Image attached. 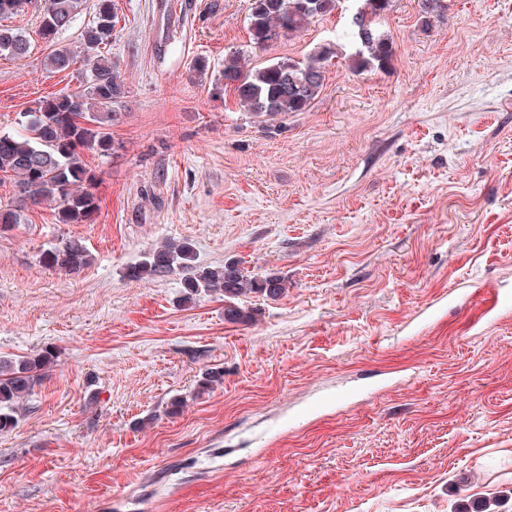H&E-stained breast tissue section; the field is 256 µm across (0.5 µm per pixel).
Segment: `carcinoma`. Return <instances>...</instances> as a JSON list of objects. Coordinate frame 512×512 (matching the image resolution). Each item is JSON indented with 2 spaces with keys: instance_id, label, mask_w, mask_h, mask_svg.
Returning a JSON list of instances; mask_svg holds the SVG:
<instances>
[{
  "instance_id": "1",
  "label": "carcinoma",
  "mask_w": 512,
  "mask_h": 512,
  "mask_svg": "<svg viewBox=\"0 0 512 512\" xmlns=\"http://www.w3.org/2000/svg\"><path fill=\"white\" fill-rule=\"evenodd\" d=\"M340 0H252L250 36L254 44L266 46L282 36L302 30L311 19L336 9ZM351 8L374 21L373 33L361 38L351 25L353 52L347 57L353 71L385 69L393 59L392 40L381 30V20L394 0H349ZM83 0H0V20L32 5L38 11L40 39L50 49L44 59L48 71L62 72L74 64L75 52L56 46V35L68 28ZM422 27L430 29L447 9L445 0H419ZM115 27L112 0H96L93 23L81 34L82 52L89 62L85 79L74 90L39 101L35 109L24 112L18 125L21 133L0 132V184L7 181L13 192L10 203L0 205V233L23 223V212L30 204L49 203L57 210L59 222L84 224L98 209L96 175L83 160V151L102 156L112 154V137L107 127L116 120L112 104L124 95V81L112 59L102 53ZM25 32L0 25V55L23 59L30 53ZM335 55L322 47L305 61L283 58L266 66L244 69L240 55L224 58V85L233 87L235 97L247 111L272 121L292 112H304L320 94L325 79V62ZM45 266L78 274L90 264L89 252L78 238H66L43 254ZM173 273L182 276L184 298L201 294L224 298V321L249 324L255 320L252 308L234 300L257 294L276 300L286 290L283 276L267 272L249 273L242 262L226 261L220 266H200L192 243L186 239L169 241L145 253L127 268V277L153 280ZM57 365L52 350L22 357L0 358V434L14 430L21 416V402L39 385L46 373ZM224 380V370L210 367L197 383L203 394Z\"/></svg>"
}]
</instances>
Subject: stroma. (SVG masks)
Masks as SVG:
<instances>
[{
	"label": "stroma",
	"instance_id": "35a3bbf8",
	"mask_svg": "<svg viewBox=\"0 0 512 512\" xmlns=\"http://www.w3.org/2000/svg\"><path fill=\"white\" fill-rule=\"evenodd\" d=\"M446 2L426 30L394 0L391 66L330 59L269 135L225 57L307 59L347 12L259 48L251 0H115L113 153L83 155L98 210L42 203L0 234V356L58 355L0 435V512H512V311L488 310L512 294V0ZM9 24L32 52L0 56L6 132L86 69L44 70L32 9ZM68 237L76 275L41 261ZM169 239L288 288L240 297L244 325L179 274L127 277Z\"/></svg>",
	"mask_w": 512,
	"mask_h": 512
}]
</instances>
